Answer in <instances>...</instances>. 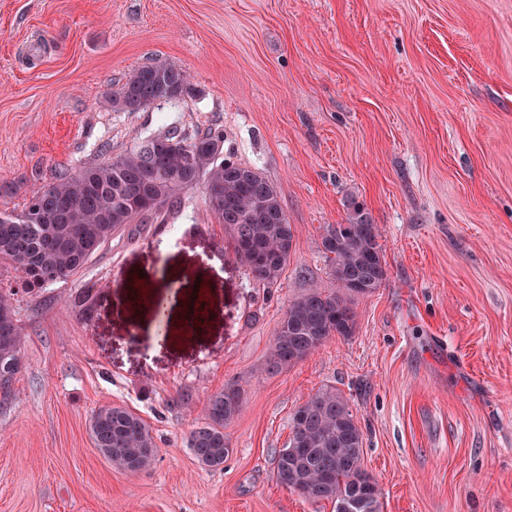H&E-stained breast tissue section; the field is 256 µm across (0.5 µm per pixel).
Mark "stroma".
Returning <instances> with one entry per match:
<instances>
[{
    "label": "stroma",
    "mask_w": 512,
    "mask_h": 512,
    "mask_svg": "<svg viewBox=\"0 0 512 512\" xmlns=\"http://www.w3.org/2000/svg\"><path fill=\"white\" fill-rule=\"evenodd\" d=\"M167 62L193 96L106 107ZM174 126L223 129L225 157L276 186L294 231L280 283L256 284L201 183L67 279L30 290L0 267L22 337L0 512H332L274 464L326 386L363 431L382 512H512V0H0V185L16 188L0 209H22L32 173ZM350 198L380 228L387 279L352 336L268 373L290 301L329 281L321 235ZM233 381L231 452L209 470L187 438ZM107 404L152 428L147 469L93 447Z\"/></svg>",
    "instance_id": "obj_1"
}]
</instances>
